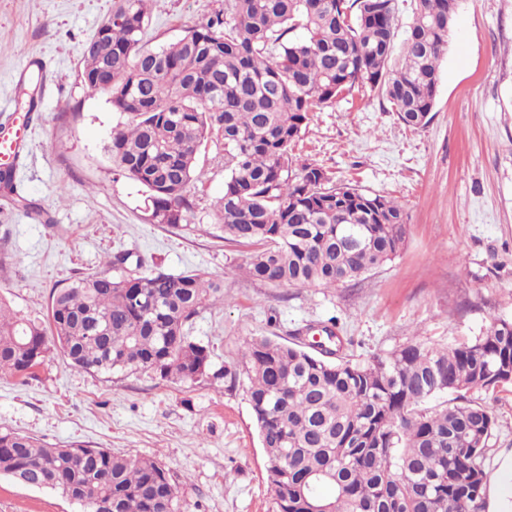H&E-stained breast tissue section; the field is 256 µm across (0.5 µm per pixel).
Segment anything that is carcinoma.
Instances as JSON below:
<instances>
[{"label":"carcinoma","mask_w":512,"mask_h":512,"mask_svg":"<svg viewBox=\"0 0 512 512\" xmlns=\"http://www.w3.org/2000/svg\"><path fill=\"white\" fill-rule=\"evenodd\" d=\"M149 0H114L106 47L83 49L88 91H105L128 122L112 128V164L145 186L156 224L178 227L201 177L196 153L224 138V238L255 247L245 271L291 288H334L399 252L406 215L394 200L336 184L295 163L309 113L359 83L381 90L409 127L431 119L440 63L460 0H414L396 42L398 0H224V10L160 48L142 44ZM0 192L15 195L10 170ZM112 269L53 291L51 334L0 299V372L29 377L56 347L72 368L152 373L190 384H245L276 512H486L490 408L474 390L512 385V320L452 346L412 341L370 362L269 337L245 341L233 367H215L189 335L224 298V278L160 268ZM0 476L50 489L98 512H181L156 459L108 448L51 447L0 429Z\"/></svg>","instance_id":"1"}]
</instances>
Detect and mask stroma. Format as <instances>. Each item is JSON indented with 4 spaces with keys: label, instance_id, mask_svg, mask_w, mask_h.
Masks as SVG:
<instances>
[{
    "label": "stroma",
    "instance_id": "stroma-1",
    "mask_svg": "<svg viewBox=\"0 0 512 512\" xmlns=\"http://www.w3.org/2000/svg\"><path fill=\"white\" fill-rule=\"evenodd\" d=\"M113 0H0V126L25 122L29 152L13 170L41 212L0 199V298L46 319L53 289L104 270L121 252L145 267L223 277L228 295L204 309L190 334L216 366L246 340L292 341L335 320L344 352L360 361L412 340L452 345L512 320V0H462L441 62L429 123L413 129L370 85L315 110L293 154L336 182L398 201L407 215L396 257L335 288L272 287L243 271L249 247L224 241V142L197 151L201 180L186 225L153 223L143 185L118 175L107 150L122 116L81 79L83 48ZM224 0H150L143 42L157 48L222 10ZM38 57L43 91L23 114L15 74ZM495 426V457L512 449V387L473 391ZM0 429L50 446L80 444L159 459L185 512H275L265 452L242 385L171 383L143 373L112 379L69 368L60 352L35 377L0 374ZM0 512H82L49 489L0 477Z\"/></svg>",
    "mask_w": 512,
    "mask_h": 512
}]
</instances>
